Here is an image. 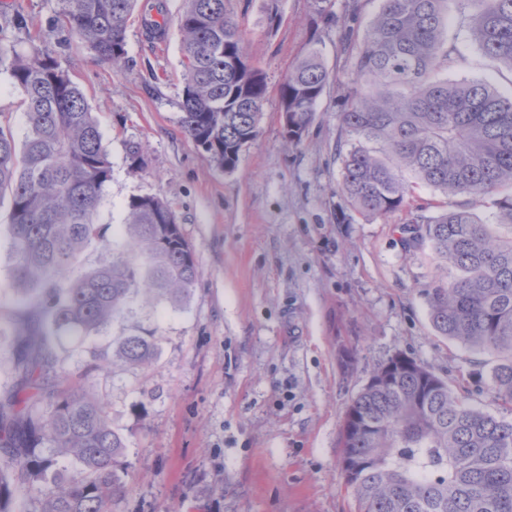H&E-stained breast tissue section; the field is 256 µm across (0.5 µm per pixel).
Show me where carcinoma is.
Here are the masks:
<instances>
[{
	"instance_id": "1",
	"label": "carcinoma",
	"mask_w": 512,
	"mask_h": 512,
	"mask_svg": "<svg viewBox=\"0 0 512 512\" xmlns=\"http://www.w3.org/2000/svg\"><path fill=\"white\" fill-rule=\"evenodd\" d=\"M454 0H383L354 57L343 125L357 144L341 154V190L361 214L385 216L407 203L416 182L476 203L496 199L498 224L512 228V96L480 81L437 77L448 62L444 12ZM480 51L512 69V0H467ZM230 0H185L177 20L184 58L180 123L210 162L236 168L259 134L267 96L264 72L246 55ZM63 41L78 39L96 61L125 62L128 22L138 0H57ZM28 28L18 9L0 25V68L23 94L27 131L17 142L0 125V206L23 331L15 370L24 393L0 399V512L14 510L17 484L38 512H112L124 489L117 458L126 448L100 400L84 385L46 390L66 370L55 353L64 339L105 331L140 290L183 301L198 277L176 212L162 198L127 205L125 250L112 264L72 275L104 240L99 207L112 165L82 89L61 60L18 49L8 31ZM337 78L308 52L279 86L283 136L297 143ZM413 249L430 245L440 273L424 290L430 321L463 346L496 355L495 398L512 405V234L491 233L471 208L417 217L403 226ZM154 335L112 340V358L146 364ZM391 383L373 381L350 405L343 458L357 512H512V420L482 410L410 356ZM73 459L62 473L56 455Z\"/></svg>"
}]
</instances>
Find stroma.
<instances>
[{"label":"stroma","mask_w":512,"mask_h":512,"mask_svg":"<svg viewBox=\"0 0 512 512\" xmlns=\"http://www.w3.org/2000/svg\"><path fill=\"white\" fill-rule=\"evenodd\" d=\"M28 19L25 52L56 53L83 90L110 154L100 206L106 239L87 267L110 264L127 241L135 196L166 200L179 217L199 275L184 302L135 295L101 335L57 353L72 382L89 383L127 441L126 491L113 512H355L342 470L341 432L353 399L392 356L404 353L470 393L482 409L512 420L492 389L494 355L434 331L423 291L437 272L430 250L406 246L402 226L464 204L418 184L408 209L363 215L341 193L337 148L355 139L342 124L354 79L351 40H362L382 0H231L247 53L266 74L260 133L233 171L215 167L185 135L178 101L184 67L175 21L184 0H163L169 27L146 38L140 14L127 29L121 69L97 63L81 42H60L56 0H6ZM472 8L448 14L451 81L484 82L512 95V70L483 56L470 31ZM336 76L299 143L282 134L279 85L310 47ZM0 124L26 132L22 93L0 70ZM146 165L131 171L129 143ZM0 208V398L15 386L16 295ZM150 331V363L95 362L113 337Z\"/></svg>","instance_id":"35a3bbf8"}]
</instances>
